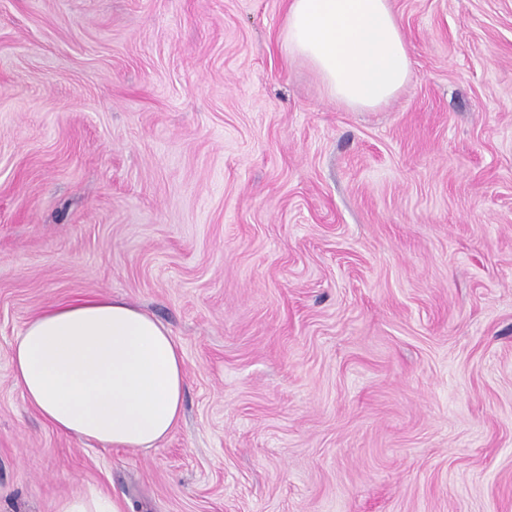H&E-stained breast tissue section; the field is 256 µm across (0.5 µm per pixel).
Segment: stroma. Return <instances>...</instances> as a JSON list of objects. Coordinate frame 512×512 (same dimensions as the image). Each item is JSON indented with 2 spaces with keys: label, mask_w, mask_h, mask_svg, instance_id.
<instances>
[{
  "label": "stroma",
  "mask_w": 512,
  "mask_h": 512,
  "mask_svg": "<svg viewBox=\"0 0 512 512\" xmlns=\"http://www.w3.org/2000/svg\"><path fill=\"white\" fill-rule=\"evenodd\" d=\"M358 111L285 0H0V512H512V0H390ZM123 297L184 414L131 452L14 383L47 305ZM56 512H126L113 497L112 499L100 495L71 498L61 501Z\"/></svg>",
  "instance_id": "35a3bbf8"
}]
</instances>
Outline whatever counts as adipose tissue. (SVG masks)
<instances>
[{"instance_id":"1","label":"adipose tissue","mask_w":512,"mask_h":512,"mask_svg":"<svg viewBox=\"0 0 512 512\" xmlns=\"http://www.w3.org/2000/svg\"><path fill=\"white\" fill-rule=\"evenodd\" d=\"M281 48L327 93L374 109L410 81V51L390 0H289ZM25 401L58 433L146 450L182 415L183 355L169 329L121 297L88 295L29 318L12 346Z\"/></svg>"}]
</instances>
